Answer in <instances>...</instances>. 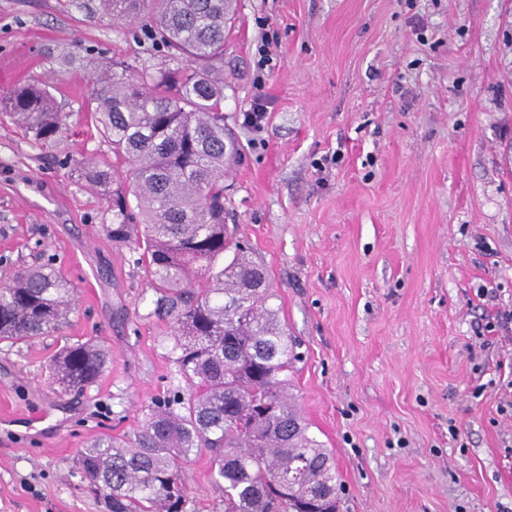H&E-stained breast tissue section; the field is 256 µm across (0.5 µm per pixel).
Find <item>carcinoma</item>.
<instances>
[{
    "label": "carcinoma",
    "mask_w": 512,
    "mask_h": 512,
    "mask_svg": "<svg viewBox=\"0 0 512 512\" xmlns=\"http://www.w3.org/2000/svg\"><path fill=\"white\" fill-rule=\"evenodd\" d=\"M114 21L147 14L155 38L190 65L135 71L112 63L100 75L94 115L131 181L89 158L78 180L100 191L112 242L137 250L154 299L151 315L188 384L154 403L134 437L102 434L76 464L106 512H189L182 465L201 448L224 512H340L331 453L310 433L288 393L300 358L273 303L267 268L224 224V176L237 148L224 139V27L233 0H99ZM16 123L57 146L69 114L43 84L0 97ZM76 289L47 261L0 284V341L28 343L68 322ZM108 355L91 340L62 348L50 370L64 393L82 392Z\"/></svg>",
    "instance_id": "carcinoma-1"
}]
</instances>
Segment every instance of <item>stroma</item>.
Wrapping results in <instances>:
<instances>
[{"instance_id":"35a3bbf8","label":"stroma","mask_w":512,"mask_h":512,"mask_svg":"<svg viewBox=\"0 0 512 512\" xmlns=\"http://www.w3.org/2000/svg\"><path fill=\"white\" fill-rule=\"evenodd\" d=\"M98 3L0 0V93L39 82L69 115L45 148L0 114V274L50 258L77 289L61 333L0 342V512H104L78 451L181 382L135 253L75 176L113 160L93 74L172 60ZM224 125L225 222L269 271L302 355L289 392L347 512H512V0H237ZM90 338L104 372L58 395L51 358ZM210 471L205 449L182 467L191 512H224Z\"/></svg>"}]
</instances>
